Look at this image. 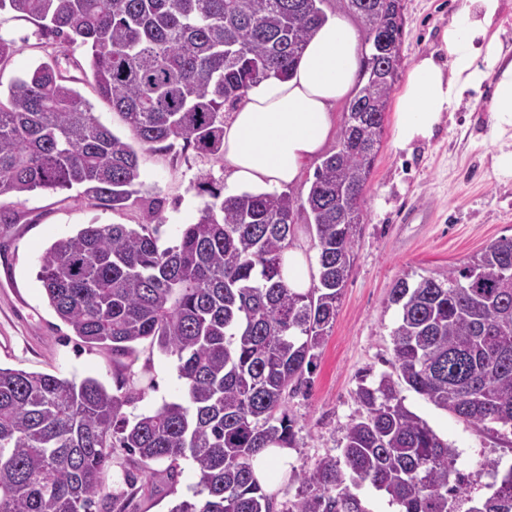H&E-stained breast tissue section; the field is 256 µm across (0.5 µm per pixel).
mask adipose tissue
I'll use <instances>...</instances> for the list:
<instances>
[{
  "mask_svg": "<svg viewBox=\"0 0 512 512\" xmlns=\"http://www.w3.org/2000/svg\"><path fill=\"white\" fill-rule=\"evenodd\" d=\"M501 8V0H470L443 30L439 54L411 66L395 104L398 149L431 140L468 92L491 78V132L499 143L493 163L512 176V40L493 28ZM359 54L355 32L342 20H327L289 79L264 80L245 94L224 128L230 189L268 192L299 180L332 135L331 110L354 86Z\"/></svg>",
  "mask_w": 512,
  "mask_h": 512,
  "instance_id": "1",
  "label": "adipose tissue"
}]
</instances>
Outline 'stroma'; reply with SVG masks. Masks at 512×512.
Masks as SVG:
<instances>
[{"instance_id":"1","label":"stroma","mask_w":512,"mask_h":512,"mask_svg":"<svg viewBox=\"0 0 512 512\" xmlns=\"http://www.w3.org/2000/svg\"><path fill=\"white\" fill-rule=\"evenodd\" d=\"M457 12V0H403L404 67L439 48L441 31ZM0 37L17 46L0 66V85L9 86L41 62L61 60L64 76L76 79L100 122L127 136L118 114L89 79L79 76L76 64L85 58L84 47L43 35L34 21L8 10L0 12ZM493 89V80L484 81L447 119L441 134L409 150L395 147V116L387 114L336 320L307 384L282 406L293 420L295 442L288 472L271 477L278 512H292L301 492L298 473L323 457L340 456L349 424L365 413L355 397L359 384L391 372V332L398 312L390 291L395 283L445 279L450 267L512 237V179L501 176L492 161L497 149L490 135ZM142 169V187L119 212L95 207L76 188L0 197V208L23 216L20 223L0 224V366L78 380L93 377L114 393L136 391L138 399L124 408L130 417L179 395L175 360L146 342L129 355L82 343L49 307L37 272L41 255L56 239L84 224L137 225L151 208L163 219L161 245H176L183 225L192 223L203 205L196 189L200 178L225 185L218 159L179 145L148 155ZM415 206L428 212V222H404V213ZM402 395L407 408L456 448L458 468L471 475L469 494L484 495L493 481L491 471L481 467L484 460L512 466L511 431H481L410 389ZM181 468L172 481L165 463H152L144 482L131 488L123 478L133 471V459L125 449L113 448L107 473L111 512H170L197 481L190 462Z\"/></svg>"}]
</instances>
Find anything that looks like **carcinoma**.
<instances>
[{
	"label": "carcinoma",
	"mask_w": 512,
	"mask_h": 512,
	"mask_svg": "<svg viewBox=\"0 0 512 512\" xmlns=\"http://www.w3.org/2000/svg\"><path fill=\"white\" fill-rule=\"evenodd\" d=\"M324 0H0L52 37L79 44L101 99L129 136L41 63L0 98V196L83 188L95 206H126L148 153L175 142L224 154V113L262 81L290 76L327 19ZM370 54L349 100L337 150L317 166L307 197L243 192L207 197L178 244L145 223L85 224L43 252L37 274L74 335L116 354L150 341L177 359L184 398L129 419L134 396L98 380L0 367V512H98L119 446L139 463L192 461L198 481L170 512H276L254 474L270 444L294 442L280 412L305 382L336 318L353 263L360 200L378 154L402 66V0H348ZM308 213L318 281L302 292L282 277L295 214ZM392 367L360 385L366 415L345 435L343 460L298 475L295 512H365L350 486L367 482L400 512H512V469L490 496L465 495L458 453L404 405L399 382L479 428L512 430V239L494 242L439 281L399 280ZM349 472H344L341 465Z\"/></svg>",
	"instance_id": "cac0c4a2"
}]
</instances>
